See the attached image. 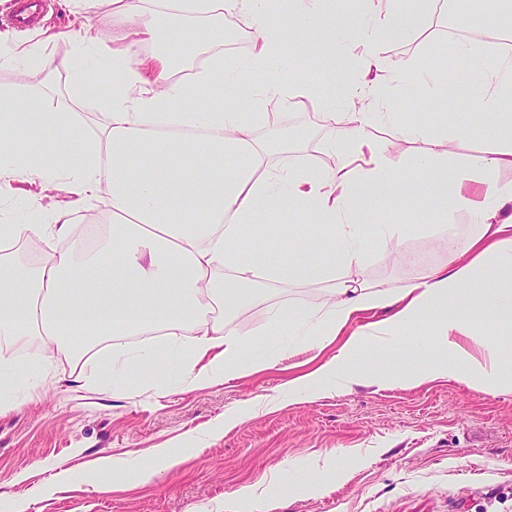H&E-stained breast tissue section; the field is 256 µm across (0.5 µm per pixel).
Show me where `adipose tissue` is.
<instances>
[{
    "instance_id": "1",
    "label": "adipose tissue",
    "mask_w": 512,
    "mask_h": 512,
    "mask_svg": "<svg viewBox=\"0 0 512 512\" xmlns=\"http://www.w3.org/2000/svg\"><path fill=\"white\" fill-rule=\"evenodd\" d=\"M123 29L112 39L87 25L71 56L46 55L42 42L0 52V64L66 71L76 85L91 79L88 59L112 79V93L95 140L61 106L38 108L37 127L52 137L40 150L22 148L16 137V96L0 94V196L10 182L35 176L54 182L47 157L72 158L69 183L75 207L51 214L27 202L26 219H0V337L24 345L42 339V355L28 363L0 358V378L22 381L46 376L54 347L88 352L92 335L106 336L112 368L102 377L97 365L79 374L78 388L124 387L129 380L158 385L177 372L184 388L226 383L272 366L278 355L260 350L228 329L247 286L321 285L324 300L278 310L272 330L299 338L308 348L336 345L330 358L291 378L272 406L285 408L326 391L359 385L414 387L453 380L485 393L512 391V359L488 342L485 327L512 332V289L493 287L495 277H512V186L492 175L512 169V54L488 56L472 41L459 42L467 56L463 83L474 86L481 127L498 147L486 161L487 178L474 182L451 164L456 142L472 128L438 129L404 120L388 100L394 79L386 75L376 49L378 39L403 42L428 26L429 0L421 10L406 0H367L361 19L336 16L332 0H293L288 13L271 22L258 0H107ZM234 14L248 29L251 47L245 60L225 63L212 55L190 80L175 79L179 48L206 46L209 28ZM293 38L283 43L282 31ZM328 43L332 57L362 51L358 81L348 91L352 111L331 116L325 145L335 167L302 164L274 168L268 146L257 135L261 101L249 97L234 110L216 106L225 90L246 76H270L264 92L284 100L316 101L311 82L274 77L287 47L304 50L309 40ZM426 146L420 169L426 202L441 212H469L474 230L466 244L448 251V263L428 269L394 288L369 283L363 232L364 200L387 191L401 192L402 162L388 145L368 132L370 122ZM108 199L109 236L91 250L58 248L69 239L79 210L100 197ZM288 212L319 230L322 250L300 254L285 250L267 263L246 251L244 241L264 215ZM38 238L41 257L32 267L18 266L5 249ZM432 325L441 353L425 357L415 371L391 375L361 359L366 346L395 345L408 333ZM153 325L186 330L189 342L133 356L129 337Z\"/></svg>"
}]
</instances>
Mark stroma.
Wrapping results in <instances>:
<instances>
[{
  "label": "stroma",
  "instance_id": "1",
  "mask_svg": "<svg viewBox=\"0 0 512 512\" xmlns=\"http://www.w3.org/2000/svg\"><path fill=\"white\" fill-rule=\"evenodd\" d=\"M473 3L470 10L433 16L408 42L378 40L386 69L398 77L390 100L393 111L433 127L475 124L470 90L459 84L461 70L452 60L448 31L478 25L504 29L511 23L499 16L493 0ZM86 20L111 35L114 23L108 7L82 17L64 10L60 0H49L46 17L23 35L33 39L41 30L70 32V40L46 47L47 54L65 57ZM443 56L450 59L443 77L460 91L452 97L436 96L431 108H421L423 89L413 84L411 67L432 65ZM307 57L306 70L283 69L280 77L304 75L319 83L324 99L343 102L358 60L335 66L318 42L311 44ZM47 81L55 101L70 102L75 119L88 136H95L108 79L100 76L79 88L61 71ZM261 110L263 138L278 135L287 119L306 115L312 118L313 145L327 136L323 106L271 97ZM370 132L401 159L414 195L406 202L386 194L366 204L381 211L387 223L415 227L399 240L368 242L367 278L399 286L425 269L447 264L439 232L443 219L417 200L422 193L419 144L378 124ZM29 200L51 212L70 208L74 197L66 175L48 188L39 179L21 177L12 181L11 196L0 210L10 211L13 203ZM289 220L285 213L263 218L245 240V249L279 259L270 241L287 236ZM322 293L318 285L253 288L250 301L228 327L286 356L274 367L228 383L184 390L172 375L147 391L132 382L118 392H78L72 380L86 358L65 350L53 358V377L0 383V512H15L19 501L25 504L24 512H218L225 495L253 485L276 503V512H512V392L492 395L436 380L416 388L360 386L282 409L246 410L247 401L261 404L277 397L289 378L334 354L331 346L318 352L290 345L288 337L269 329L272 307L314 304ZM435 346L434 338L423 333L405 338L397 348L368 351L365 359L386 374L401 365L420 364L425 350ZM237 409L242 412L240 422L221 431L225 414ZM162 447L172 448L179 461L153 483H141L130 467L121 476V489L112 491L111 476L97 470L100 457L123 459L132 450L147 457ZM60 463L69 467L70 477L49 488ZM318 476L334 481L335 491L311 494L308 484Z\"/></svg>",
  "mask_w": 512,
  "mask_h": 512
}]
</instances>
